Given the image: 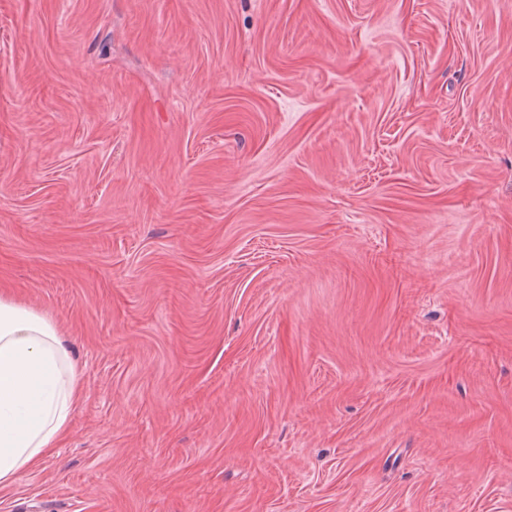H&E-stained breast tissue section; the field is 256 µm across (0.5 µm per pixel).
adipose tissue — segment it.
Instances as JSON below:
<instances>
[{
	"instance_id": "adipose-tissue-1",
	"label": "adipose tissue",
	"mask_w": 512,
	"mask_h": 512,
	"mask_svg": "<svg viewBox=\"0 0 512 512\" xmlns=\"http://www.w3.org/2000/svg\"><path fill=\"white\" fill-rule=\"evenodd\" d=\"M79 397L55 323L0 291V486L59 445Z\"/></svg>"
}]
</instances>
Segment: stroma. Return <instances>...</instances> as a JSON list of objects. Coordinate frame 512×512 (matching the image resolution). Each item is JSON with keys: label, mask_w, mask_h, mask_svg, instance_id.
<instances>
[{"label": "stroma", "mask_w": 512, "mask_h": 512, "mask_svg": "<svg viewBox=\"0 0 512 512\" xmlns=\"http://www.w3.org/2000/svg\"><path fill=\"white\" fill-rule=\"evenodd\" d=\"M0 290V512H512V0H0ZM79 397L55 323L0 290V486L57 448Z\"/></svg>", "instance_id": "obj_1"}]
</instances>
